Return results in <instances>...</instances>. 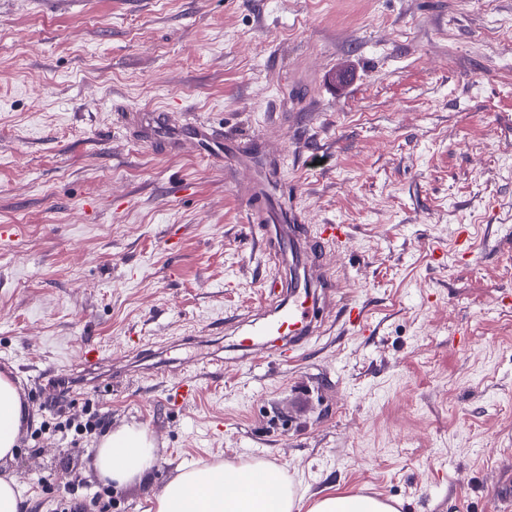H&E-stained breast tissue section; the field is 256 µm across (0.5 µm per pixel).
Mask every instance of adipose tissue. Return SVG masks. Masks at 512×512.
Returning a JSON list of instances; mask_svg holds the SVG:
<instances>
[{"instance_id":"1","label":"adipose tissue","mask_w":512,"mask_h":512,"mask_svg":"<svg viewBox=\"0 0 512 512\" xmlns=\"http://www.w3.org/2000/svg\"><path fill=\"white\" fill-rule=\"evenodd\" d=\"M28 420L16 383L0 373V461L14 457ZM154 460V442L148 432L124 427L103 436L95 468L102 481L120 486L150 470ZM152 512H399V508L375 496L332 491L305 511L278 468L226 462L179 473L156 499Z\"/></svg>"}]
</instances>
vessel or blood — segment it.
Here are the masks:
<instances>
[{
  "label": "vessel or blood",
  "instance_id": "b4317fda",
  "mask_svg": "<svg viewBox=\"0 0 512 512\" xmlns=\"http://www.w3.org/2000/svg\"><path fill=\"white\" fill-rule=\"evenodd\" d=\"M136 121L168 150H180L189 142L200 155L208 156L217 142L206 125L176 129L165 114L153 110L138 113ZM249 207L252 220L268 225L265 246L276 258L289 261L290 276L285 282L273 278L264 283V298L273 313L252 321L238 348L251 350L260 339L275 336L281 340L280 357L286 362L309 337L319 335L327 323L326 312L337 311L353 325L358 322L355 308L337 303V274L331 263L332 251L346 242L348 231L342 224L313 227L286 219L282 208L267 204L263 188L256 183L249 188Z\"/></svg>",
  "mask_w": 512,
  "mask_h": 512
}]
</instances>
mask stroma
I'll return each mask as SVG.
<instances>
[{"mask_svg":"<svg viewBox=\"0 0 512 512\" xmlns=\"http://www.w3.org/2000/svg\"><path fill=\"white\" fill-rule=\"evenodd\" d=\"M148 107L223 152L151 146L124 122ZM251 179L348 227L339 296L366 326L290 366L224 325L271 270ZM0 230V372L30 415L0 472L27 512H146L184 467L254 460L308 502L512 512V0H0ZM90 345L112 359L92 379ZM124 426L156 461L115 487L95 454ZM398 504L362 493L328 492L317 499L308 512H399Z\"/></svg>","mask_w":512,"mask_h":512,"instance_id":"obj_1","label":"stroma"}]
</instances>
